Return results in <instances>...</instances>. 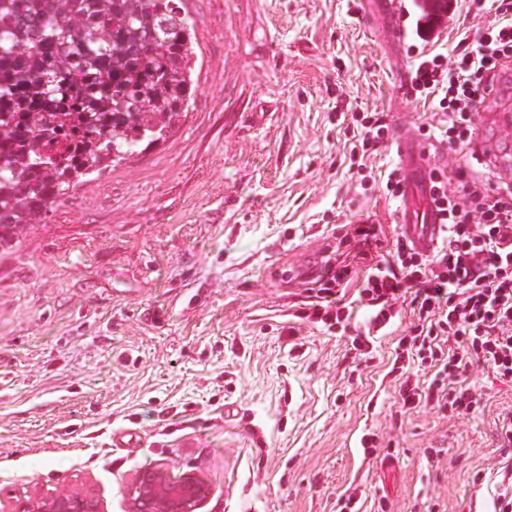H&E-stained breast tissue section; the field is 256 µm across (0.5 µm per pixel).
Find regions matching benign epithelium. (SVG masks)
<instances>
[{"instance_id": "7a95c632", "label": "benign epithelium", "mask_w": 512, "mask_h": 512, "mask_svg": "<svg viewBox=\"0 0 512 512\" xmlns=\"http://www.w3.org/2000/svg\"><path fill=\"white\" fill-rule=\"evenodd\" d=\"M211 496L209 485L194 473L171 477L160 467L138 474L129 492L128 512H197ZM6 512H100L89 489L28 494L11 502Z\"/></svg>"}]
</instances>
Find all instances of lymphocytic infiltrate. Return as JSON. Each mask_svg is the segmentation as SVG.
<instances>
[{
  "mask_svg": "<svg viewBox=\"0 0 512 512\" xmlns=\"http://www.w3.org/2000/svg\"><path fill=\"white\" fill-rule=\"evenodd\" d=\"M481 10L494 14V22L476 29L454 57L419 53L408 86L413 96L438 95L442 135L467 159L455 178L431 171V203L446 244L421 252L406 233L389 236L366 221L349 225L342 239L357 246L361 264L342 259L328 266L316 301L302 314L343 323L346 304L334 291L352 282L376 327L388 326L398 301H408L414 320L395 360L417 361L430 374L423 387L401 383L400 404L411 409L424 402L456 414L476 410L481 398L466 375L481 365L512 382V187L474 178L470 150L474 116L512 65V0H482Z\"/></svg>",
  "mask_w": 512,
  "mask_h": 512,
  "instance_id": "obj_1",
  "label": "lymphocytic infiltrate"
}]
</instances>
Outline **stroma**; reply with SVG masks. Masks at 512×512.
Instances as JSON below:
<instances>
[{"mask_svg": "<svg viewBox=\"0 0 512 512\" xmlns=\"http://www.w3.org/2000/svg\"><path fill=\"white\" fill-rule=\"evenodd\" d=\"M195 95L167 140L70 191L0 249V500L91 486L127 512L142 469L192 472L202 512H493L512 467L498 426L512 383L475 368L484 408L403 411L393 351L409 308L359 359L349 325L300 319L340 227L393 232L388 141L349 168L351 116L391 133L437 124L397 80L413 37L364 23L365 0H183ZM449 0L426 49L487 24ZM133 438L110 444L113 430ZM377 434L388 455L354 439Z\"/></svg>", "mask_w": 512, "mask_h": 512, "instance_id": "obj_1", "label": "stroma"}]
</instances>
